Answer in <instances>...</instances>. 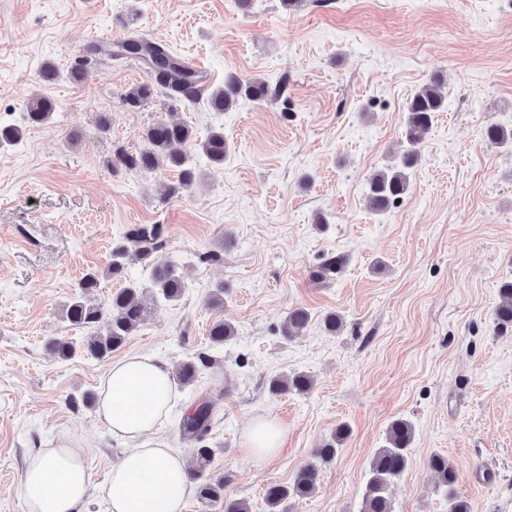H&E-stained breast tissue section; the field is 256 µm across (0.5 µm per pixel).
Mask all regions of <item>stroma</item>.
Listing matches in <instances>:
<instances>
[{
    "mask_svg": "<svg viewBox=\"0 0 512 512\" xmlns=\"http://www.w3.org/2000/svg\"><path fill=\"white\" fill-rule=\"evenodd\" d=\"M114 31L166 43L211 72V87L231 70L288 90L221 113L157 90L127 109L121 98L149 83L147 69L79 57L85 34ZM48 64L59 72L52 82ZM437 74L446 107L411 187L374 214L368 180L397 162L404 105ZM35 96L55 103L46 124L25 119ZM101 112L112 115L109 130L97 125ZM171 120L200 137L223 129L229 150L223 166L202 167L189 192L168 198L175 170L109 162ZM0 124L24 131L0 149V512H26L27 460L64 440L83 449L94 485L107 480L127 445L85 396L101 393L112 361L142 353L173 367L215 360L178 389L151 439L187 451L182 413L218 397L212 472L253 512L342 424L349 435L317 492L289 512H360L370 458L397 418L414 439L394 512H448L435 455L457 468L470 512H512V332L495 324L499 288L512 280V150L484 137L491 124L512 128V0H0ZM139 224L161 225L151 261L176 264L186 295L149 301L145 324L110 357L58 358L49 338L83 335L62 311L78 280L101 272L96 298L107 303L121 286L105 275L112 247ZM330 254L343 266L316 280ZM220 284L227 293L214 307L208 295ZM297 307L311 321L285 337ZM330 312L344 320L339 333L324 328ZM217 319L237 334L215 348ZM300 372L313 377L310 392L271 394L272 377ZM258 417L283 432L266 458L244 451Z\"/></svg>",
    "mask_w": 512,
    "mask_h": 512,
    "instance_id": "stroma-1",
    "label": "stroma"
}]
</instances>
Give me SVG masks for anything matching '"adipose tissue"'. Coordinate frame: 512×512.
Here are the masks:
<instances>
[{"label":"adipose tissue","mask_w":512,"mask_h":512,"mask_svg":"<svg viewBox=\"0 0 512 512\" xmlns=\"http://www.w3.org/2000/svg\"><path fill=\"white\" fill-rule=\"evenodd\" d=\"M173 397L170 367L153 355L126 356L108 370L100 409L113 435L129 443L99 489L108 512H182L188 460L148 440ZM21 488L27 512H83L90 470L83 453L64 442L28 462Z\"/></svg>","instance_id":"adipose-tissue-1"}]
</instances>
